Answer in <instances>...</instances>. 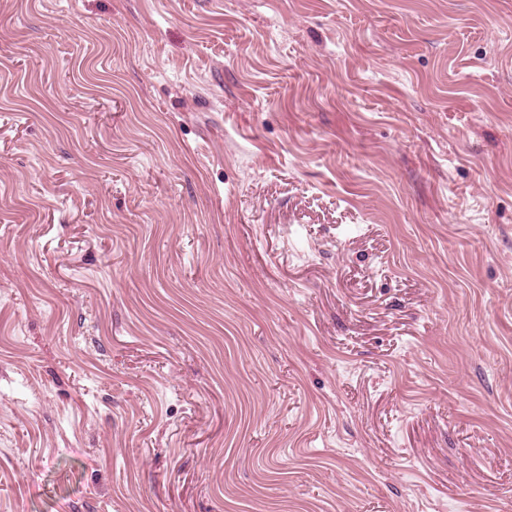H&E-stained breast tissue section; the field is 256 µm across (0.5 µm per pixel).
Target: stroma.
<instances>
[{
	"label": "stroma",
	"instance_id": "1",
	"mask_svg": "<svg viewBox=\"0 0 512 512\" xmlns=\"http://www.w3.org/2000/svg\"><path fill=\"white\" fill-rule=\"evenodd\" d=\"M0 512H512V0H0Z\"/></svg>",
	"mask_w": 512,
	"mask_h": 512
}]
</instances>
